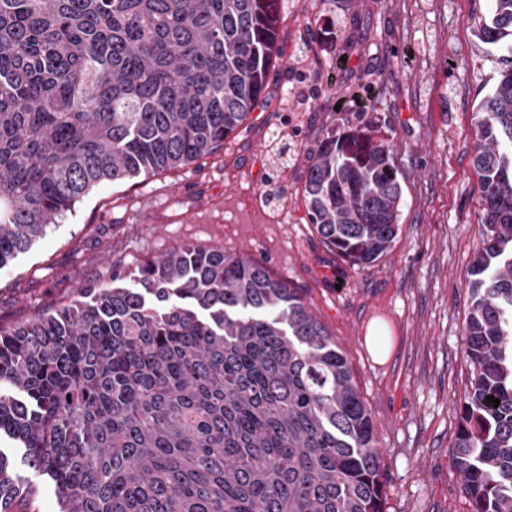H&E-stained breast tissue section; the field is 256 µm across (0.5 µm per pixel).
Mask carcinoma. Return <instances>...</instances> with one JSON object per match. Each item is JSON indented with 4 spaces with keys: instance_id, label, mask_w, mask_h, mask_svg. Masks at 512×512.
<instances>
[{
    "instance_id": "carcinoma-1",
    "label": "carcinoma",
    "mask_w": 512,
    "mask_h": 512,
    "mask_svg": "<svg viewBox=\"0 0 512 512\" xmlns=\"http://www.w3.org/2000/svg\"><path fill=\"white\" fill-rule=\"evenodd\" d=\"M283 0H0V268L104 182L224 148L269 96ZM512 38V0L477 30ZM483 211L451 465L472 512H512V67L477 116ZM331 251L401 233L393 148L330 130L302 187ZM500 401L499 406L487 396ZM58 512H384L371 410L304 292L185 246L20 325L0 321V439ZM0 451V512H40Z\"/></svg>"
}]
</instances>
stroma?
<instances>
[{
	"mask_svg": "<svg viewBox=\"0 0 512 512\" xmlns=\"http://www.w3.org/2000/svg\"><path fill=\"white\" fill-rule=\"evenodd\" d=\"M491 0H286L274 98L192 166L97 186L0 269V319L20 324L113 270L185 245L242 254L303 289L371 408L386 512H470L451 467L470 374L468 270L482 213L472 165L483 97L512 42L476 37ZM371 126L394 149L402 233L374 264L327 250L301 189L327 131ZM288 167L275 171L278 151ZM258 185V205L243 193ZM389 330L386 357L369 329Z\"/></svg>",
	"mask_w": 512,
	"mask_h": 512,
	"instance_id": "obj_1",
	"label": "stroma"
}]
</instances>
